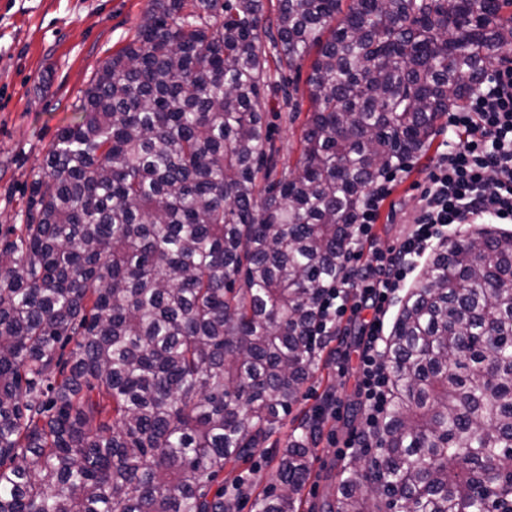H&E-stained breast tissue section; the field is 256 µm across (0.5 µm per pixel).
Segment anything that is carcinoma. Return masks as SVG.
Returning <instances> with one entry per match:
<instances>
[{
	"instance_id": "1",
	"label": "carcinoma",
	"mask_w": 512,
	"mask_h": 512,
	"mask_svg": "<svg viewBox=\"0 0 512 512\" xmlns=\"http://www.w3.org/2000/svg\"><path fill=\"white\" fill-rule=\"evenodd\" d=\"M150 0L0 236V512H236L316 368L356 212L512 54V0ZM344 13L341 22L336 15ZM309 115L293 170L265 94ZM274 68H269V64ZM376 454L325 512H512V233L442 243L385 337ZM317 426L252 512H299Z\"/></svg>"
}]
</instances>
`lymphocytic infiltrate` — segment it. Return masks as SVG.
<instances>
[{"label":"lymphocytic infiltrate","mask_w":512,"mask_h":512,"mask_svg":"<svg viewBox=\"0 0 512 512\" xmlns=\"http://www.w3.org/2000/svg\"><path fill=\"white\" fill-rule=\"evenodd\" d=\"M446 125L456 139L429 168L408 235L397 245L377 248L372 263L348 265L319 309L321 336L333 335L344 315L373 312L363 330L358 380L372 428L387 408L384 320L418 260L458 225L512 222V60L490 65L464 104L449 110ZM409 170L406 164L389 168L374 182L357 213V239L369 240L382 205Z\"/></svg>","instance_id":"obj_1"}]
</instances>
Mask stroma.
Wrapping results in <instances>:
<instances>
[{"instance_id": "stroma-1", "label": "stroma", "mask_w": 512, "mask_h": 512, "mask_svg": "<svg viewBox=\"0 0 512 512\" xmlns=\"http://www.w3.org/2000/svg\"><path fill=\"white\" fill-rule=\"evenodd\" d=\"M149 0H0V234L20 223L26 190L61 132L79 122L78 100L94 73L135 35ZM267 121L278 150V171L294 168L306 112H289L281 97L268 96ZM445 125H437L426 151L411 158L410 177L392 196L400 206L396 220L380 218L374 243L357 248L359 263L371 262L374 246L395 245L411 229L427 165L444 152ZM360 325L342 322L336 336L322 344L314 376L305 385L279 433L256 448L250 461L225 472L240 476L245 494L240 512H250L253 497L271 481L282 448L294 429L311 421L319 428L303 491V512L319 507L349 457L344 443L357 423V373Z\"/></svg>"}]
</instances>
